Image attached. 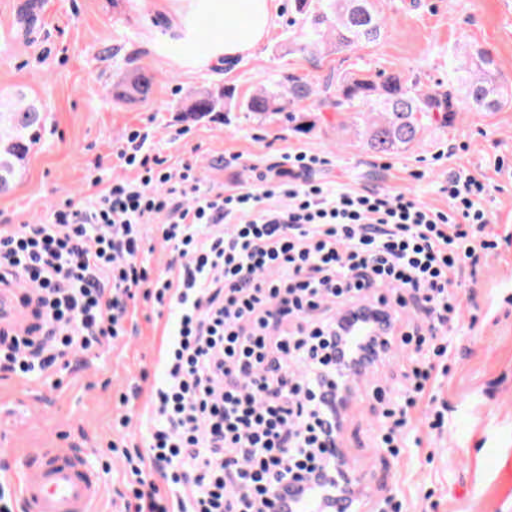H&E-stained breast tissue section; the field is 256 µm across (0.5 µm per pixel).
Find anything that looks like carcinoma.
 <instances>
[{
    "label": "carcinoma",
    "instance_id": "cac0c4a2",
    "mask_svg": "<svg viewBox=\"0 0 512 512\" xmlns=\"http://www.w3.org/2000/svg\"><path fill=\"white\" fill-rule=\"evenodd\" d=\"M294 11L297 18L292 20V27L300 31L301 51L331 46L341 52L379 40L386 27L374 0H294ZM452 73L462 100L478 112H497L512 102V88L504 84L494 59L482 49L468 52L463 63L452 65ZM153 83L154 76L140 69L117 96L144 100ZM456 94L449 89H424L395 71L338 68L319 87L293 74H283L273 87L260 88L239 103L235 90L228 86L198 91L184 112L191 118L218 116L237 103L259 119L275 120L283 114L292 119L294 131L307 133L313 124L289 106L315 96L327 107L353 114L360 120L355 134L366 147L388 155L414 146L421 133L437 121V115L447 119L455 111ZM43 121L41 106L21 92L9 111H0V189L14 184L17 172L40 139Z\"/></svg>",
    "mask_w": 512,
    "mask_h": 512
}]
</instances>
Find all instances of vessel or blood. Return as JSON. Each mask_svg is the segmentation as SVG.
<instances>
[{
	"label": "vessel or blood",
	"instance_id": "vessel-or-blood-1",
	"mask_svg": "<svg viewBox=\"0 0 512 512\" xmlns=\"http://www.w3.org/2000/svg\"><path fill=\"white\" fill-rule=\"evenodd\" d=\"M27 512H96L101 488L97 473L82 457L60 448H47L37 468L18 478Z\"/></svg>",
	"mask_w": 512,
	"mask_h": 512
}]
</instances>
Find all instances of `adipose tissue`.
Here are the masks:
<instances>
[{"label": "adipose tissue", "instance_id": "adipose-tissue-1", "mask_svg": "<svg viewBox=\"0 0 512 512\" xmlns=\"http://www.w3.org/2000/svg\"><path fill=\"white\" fill-rule=\"evenodd\" d=\"M148 21H162L166 34L155 52L190 68H221L248 55L275 25L282 0H144ZM232 34H225V27Z\"/></svg>", "mask_w": 512, "mask_h": 512}]
</instances>
